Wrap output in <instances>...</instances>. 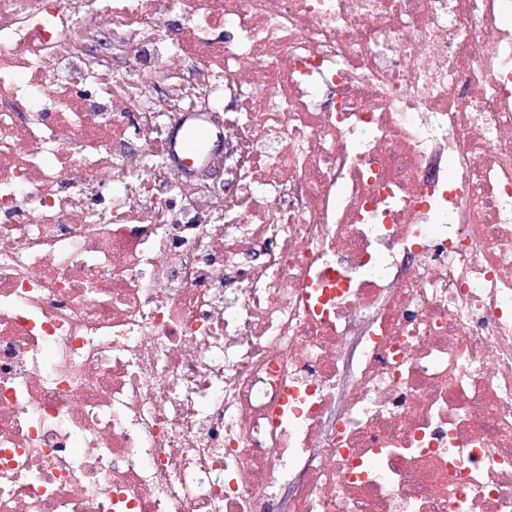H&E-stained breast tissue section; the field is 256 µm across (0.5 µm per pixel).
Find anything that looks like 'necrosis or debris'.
Segmentation results:
<instances>
[{"mask_svg": "<svg viewBox=\"0 0 512 512\" xmlns=\"http://www.w3.org/2000/svg\"><path fill=\"white\" fill-rule=\"evenodd\" d=\"M84 27L233 84L223 223L169 219ZM295 466L290 512H512V0H0V512H267Z\"/></svg>", "mask_w": 512, "mask_h": 512, "instance_id": "1", "label": "necrosis or debris"}]
</instances>
